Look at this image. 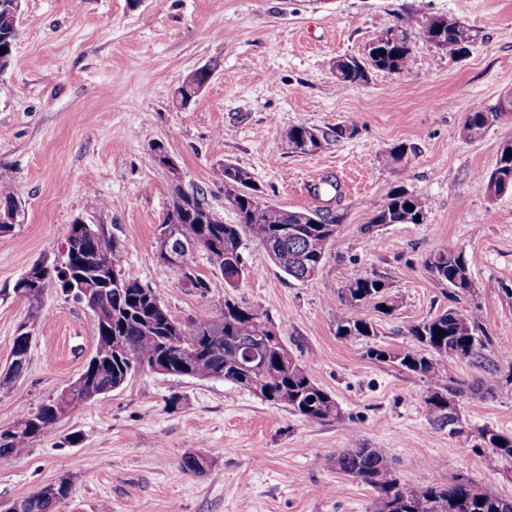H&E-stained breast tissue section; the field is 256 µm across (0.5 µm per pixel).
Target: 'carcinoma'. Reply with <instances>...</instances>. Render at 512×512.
<instances>
[{
	"label": "carcinoma",
	"instance_id": "1",
	"mask_svg": "<svg viewBox=\"0 0 512 512\" xmlns=\"http://www.w3.org/2000/svg\"><path fill=\"white\" fill-rule=\"evenodd\" d=\"M13 2L0 0L1 72L10 64L18 35V14ZM420 28L436 48L450 54L457 53L461 43L468 44L473 39L469 28L444 16H424ZM396 32L394 43L369 46L363 61L353 57L337 59L336 78L353 85L365 82L370 69L402 72L410 60L411 38L403 28H396ZM505 121L512 122V100L491 112L470 113L463 132L472 137ZM355 130L353 124L328 130L295 125L285 132V140L302 153L314 154ZM214 180L224 186L236 223H224L205 203L203 190H186L176 184L160 230H169L171 245L176 249L199 246V251L224 276L227 287H239L244 278L243 250L248 241L262 247L285 275L301 282L315 276L338 245V216L318 209L292 211L269 203L252 185L250 173L233 164L215 168ZM501 182L508 183V191L512 192V140L503 143L493 171L478 177L479 186L490 198L503 194ZM431 207L428 197L395 189L364 225L363 233L370 237L376 228L387 224H421ZM0 214L20 216L16 193L5 182L0 183ZM64 246L67 252L62 266L51 269L33 265L15 281L12 292L25 296L30 306L29 320L34 321L40 313L43 292L52 279H57L65 291L75 287L89 291V301L106 316L104 323L93 322L98 364L85 383L60 389L27 417L11 427L0 428V458L25 453L60 423L67 409L121 387L133 368L154 363L165 364L166 375L230 381L309 421L323 422L340 416L336 399L315 383L285 345L271 342L269 330L276 325L263 313L226 299L219 316L207 315L186 322L162 302L156 290L143 287L123 273V247L115 237L79 232L73 223ZM471 265L472 260L465 253L453 255L447 250L430 254L424 262L434 280L458 295H468L473 288ZM383 285L377 278H352L337 289L340 306L336 309V335H377L375 325L360 316L357 309L371 305L383 315L391 314L394 304ZM480 326L477 308H449L409 327L408 334L418 347L398 351L372 347L367 355L425 378L424 403L429 415L448 425L449 433H459V408L448 407V399L460 397L464 389L448 375L442 360L480 358L485 348L478 334ZM31 342L30 330L14 338L11 362L0 373L1 389L26 370ZM246 352L256 361L257 370H244L241 361ZM478 438L477 447L492 449L493 466L512 462V436L484 427ZM334 463L337 469L377 492L373 512H512V498L483 489L469 478L458 477L444 486L402 484L393 474L388 458L374 448H344L336 454ZM72 492L70 476L62 475L18 504L21 512H54L55 505L67 500Z\"/></svg>",
	"mask_w": 512,
	"mask_h": 512
}]
</instances>
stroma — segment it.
Masks as SVG:
<instances>
[{"label": "stroma", "mask_w": 512, "mask_h": 512, "mask_svg": "<svg viewBox=\"0 0 512 512\" xmlns=\"http://www.w3.org/2000/svg\"><path fill=\"white\" fill-rule=\"evenodd\" d=\"M442 15L473 40L456 54L424 38L417 20ZM406 28L409 67L373 70L349 85L339 57H363L388 29ZM212 77L188 107L175 91L194 70ZM512 97V0H22L18 39L0 72V181L12 183L23 221L0 234V370L29 320L11 288L34 263L61 264L74 221L105 224L124 249L123 270L157 289L187 320L218 315L226 298L267 314L341 415L309 422L224 380L135 371L119 388L65 417L24 454L0 458V512L53 483L73 480L58 512H369L376 492L331 460L361 444L381 450L407 485L456 477L512 498V464L490 469L477 431L512 435V383L498 351L512 346V194L488 198L477 183L496 165L512 124L469 139V113ZM356 122L353 136L324 151L288 148L289 127ZM178 164L183 186L205 191L225 223L236 221L216 167L247 170L265 199L293 211L331 206L339 247L318 277L284 278L247 243L248 274L228 288L204 253L193 268L207 292L185 287L158 257L171 182L153 148ZM402 161H393L396 146ZM339 180L329 205L323 178ZM427 195L424 223L361 227L396 187ZM472 257L471 295L431 279L424 259L439 250ZM382 280L395 304L361 315L376 336H337L336 290L349 278ZM479 308L482 362L448 359L463 382V430L429 416L424 378L372 360V346L414 347L410 325L449 308ZM29 363L0 389V428L12 426L79 376L95 352L93 316L50 283L34 322ZM494 379L492 393L477 383ZM207 455L205 473L187 454Z\"/></svg>", "instance_id": "1"}]
</instances>
